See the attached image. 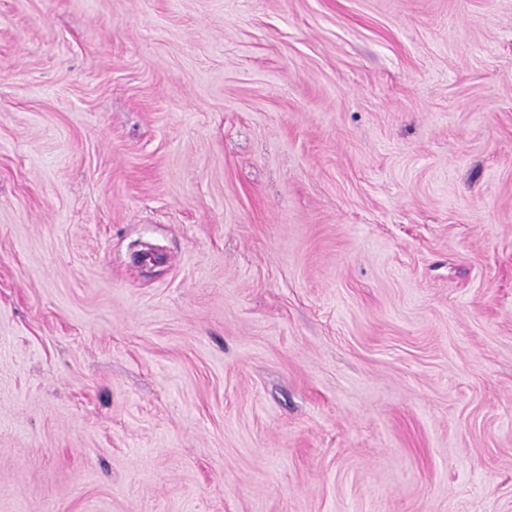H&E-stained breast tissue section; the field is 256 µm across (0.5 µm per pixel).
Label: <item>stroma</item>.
<instances>
[{"instance_id": "stroma-1", "label": "stroma", "mask_w": 512, "mask_h": 512, "mask_svg": "<svg viewBox=\"0 0 512 512\" xmlns=\"http://www.w3.org/2000/svg\"><path fill=\"white\" fill-rule=\"evenodd\" d=\"M0 512H512V0H0Z\"/></svg>"}]
</instances>
